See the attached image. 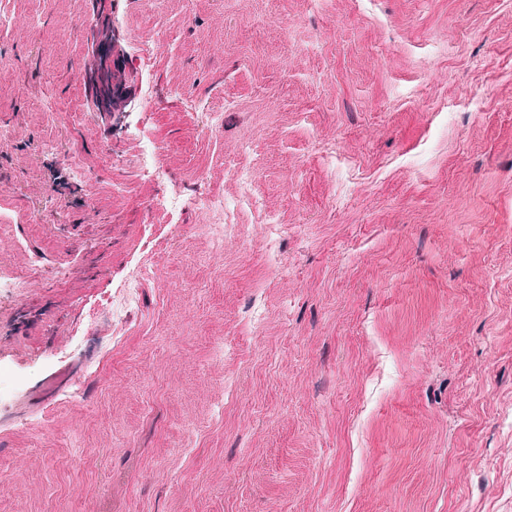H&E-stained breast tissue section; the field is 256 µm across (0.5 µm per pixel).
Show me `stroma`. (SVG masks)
I'll return each instance as SVG.
<instances>
[{"instance_id": "obj_1", "label": "stroma", "mask_w": 512, "mask_h": 512, "mask_svg": "<svg viewBox=\"0 0 512 512\" xmlns=\"http://www.w3.org/2000/svg\"><path fill=\"white\" fill-rule=\"evenodd\" d=\"M0 218V512H512V0H11ZM120 60L113 51L102 52L98 57L95 72H91L90 78L93 79V89L103 103L111 108L110 102L115 94L125 95L123 84L116 79H112V73L118 74ZM113 101V100H112ZM161 150L153 146L143 144L140 146V151L137 155V161L143 171L147 173L154 180H163L167 175V166L160 159Z\"/></svg>"}]
</instances>
